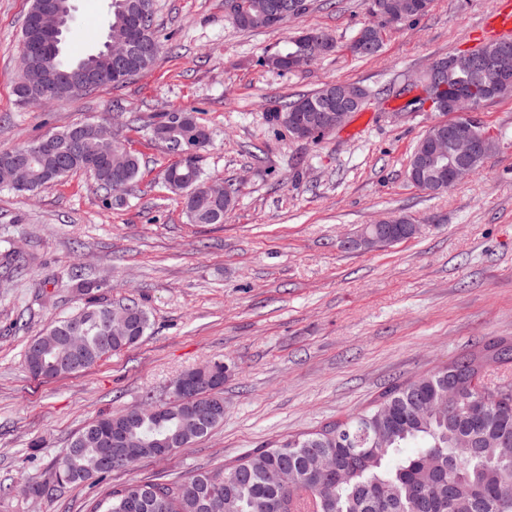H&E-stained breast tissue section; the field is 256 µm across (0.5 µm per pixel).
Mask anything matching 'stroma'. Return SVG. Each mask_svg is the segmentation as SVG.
Masks as SVG:
<instances>
[{"instance_id": "stroma-1", "label": "stroma", "mask_w": 512, "mask_h": 512, "mask_svg": "<svg viewBox=\"0 0 512 512\" xmlns=\"http://www.w3.org/2000/svg\"><path fill=\"white\" fill-rule=\"evenodd\" d=\"M498 3L433 0L418 20L386 29L378 55L358 58L349 46L370 20L365 0H308L281 27L257 31L233 27L224 0H154L165 50L151 69L33 108L12 92L30 0H0V150L101 122L142 159L138 182L113 208L85 172L38 192L0 185V261L13 252L26 260L22 273L0 271V512H87L93 497L132 480L223 467L512 337V95L474 111L496 148L442 194L408 177L434 113L391 118L434 61L475 49L473 33ZM73 6L66 52L78 58L104 37L107 0ZM311 28L334 39L333 53L293 71L262 64L265 51ZM336 81L370 93L342 128L313 143L270 123L278 103ZM178 107L195 110L214 133L205 173L240 188L224 223H189L181 198L161 183L177 157L145 125ZM389 216L408 218L420 234L385 250L344 248ZM76 265L98 298L143 305L150 330L83 373L34 378L29 341L82 303L66 286ZM218 356L222 424L97 486L56 487V463L89 422L147 399L168 402L176 377ZM31 484L44 494H28Z\"/></svg>"}]
</instances>
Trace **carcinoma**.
<instances>
[{
    "label": "carcinoma",
    "mask_w": 512,
    "mask_h": 512,
    "mask_svg": "<svg viewBox=\"0 0 512 512\" xmlns=\"http://www.w3.org/2000/svg\"><path fill=\"white\" fill-rule=\"evenodd\" d=\"M133 0H110L106 36L124 42L132 33L130 17ZM432 0H367L374 22L364 26L350 47L358 57L375 55L382 45L384 21L393 16L402 22L425 15ZM306 0H240L239 11L227 18L243 30L270 29L283 24L291 11L300 14ZM138 28L144 32L153 51L131 59L136 74L149 70L163 52L154 21V10L142 15ZM329 35L308 30L291 40L289 46L266 52L262 63L287 71L295 58L314 61L334 51L320 48ZM65 40L49 61H35L26 73L17 76L13 94L25 82L59 79L71 68L93 66L97 53L72 59L64 53ZM484 100L512 94V71L500 74L491 68L479 72ZM360 90L343 82L327 83L316 92L302 95L272 109L275 123L293 115L288 134L295 139L321 138L316 129L302 133L313 124L312 115L330 111L338 102ZM150 138L179 156L163 172V187L184 200V213L192 224H222L233 209L239 186L224 182V191L214 196L208 189L211 179L200 166L201 154L212 143V132L193 110L173 108L153 115L146 125ZM75 127L58 132L62 166L46 176L35 148L29 141L11 149L27 159V191L45 189L69 174L82 170L84 159L98 151V141L89 135L74 134ZM141 157L118 149L109 163L93 172L98 190L108 206H119L123 199L112 196L113 185H133L141 174ZM69 281L87 295L74 314L52 321L45 332L34 338L26 351L29 373L38 379L37 368H55L61 374L86 371L102 359L141 342L150 329L148 312L131 300L118 307L90 296L94 284L77 268ZM78 330L84 337L81 349L71 348L67 336ZM494 369H512V338L500 337L466 351L447 365L394 384L367 408L351 413L320 428L292 435L211 471H197L173 482H130L97 496L88 512H415L414 494L426 490L432 499V512H512V457L499 448V440H512V379L500 378L490 384L500 397L497 407L479 419L467 413L463 399L448 412L443 401L448 396V377L468 373L483 382ZM193 403L174 398L153 412L144 404L139 414L104 415L85 426L73 438L55 470L60 486L102 481L116 467L130 469L146 457L155 456L158 443L173 435L189 444L224 420L220 413L199 422L191 412ZM118 429L123 447H103L99 435ZM477 442V448L461 467L455 465L453 448L457 438ZM320 457L336 461L342 480L335 491L320 495L315 490L313 471Z\"/></svg>",
    "instance_id": "cac0c4a2"
}]
</instances>
